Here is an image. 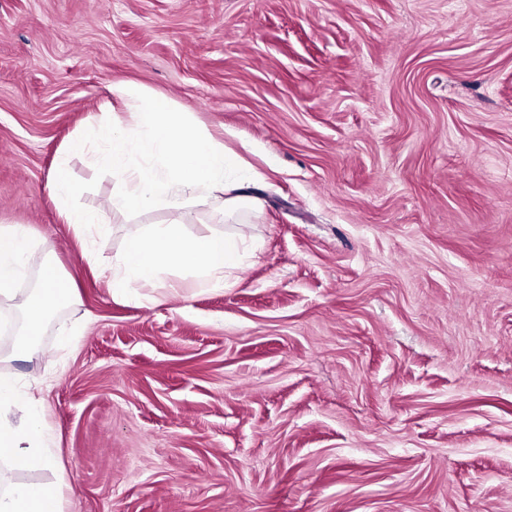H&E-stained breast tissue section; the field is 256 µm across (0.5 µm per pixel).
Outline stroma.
Here are the masks:
<instances>
[{"mask_svg": "<svg viewBox=\"0 0 512 512\" xmlns=\"http://www.w3.org/2000/svg\"><path fill=\"white\" fill-rule=\"evenodd\" d=\"M242 156L183 212L113 210L112 86ZM69 152L82 240L51 193ZM183 220L245 235L223 286L108 271ZM71 272L29 359L63 512H512V0H0V225ZM177 288L168 303L147 295ZM62 216L66 224H70L75 233L81 234L90 226H97L102 229L104 224H99L96 216L80 209L65 207Z\"/></svg>", "mask_w": 512, "mask_h": 512, "instance_id": "35a3bbf8", "label": "stroma"}]
</instances>
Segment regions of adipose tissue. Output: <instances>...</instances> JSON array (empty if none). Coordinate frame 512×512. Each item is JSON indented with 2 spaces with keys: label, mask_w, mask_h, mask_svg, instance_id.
<instances>
[{
  "label": "adipose tissue",
  "mask_w": 512,
  "mask_h": 512,
  "mask_svg": "<svg viewBox=\"0 0 512 512\" xmlns=\"http://www.w3.org/2000/svg\"><path fill=\"white\" fill-rule=\"evenodd\" d=\"M112 95L124 103L127 112L118 125L111 114H103L98 126L105 144L100 161L123 183L122 190L112 197V209L138 212L162 205L183 210L189 197L223 187L226 173L239 164V157L226 151L222 141L176 119L164 99L130 83L113 84ZM51 188L64 201L62 216L75 233L98 225L96 216L67 205L75 193L67 159L59 160ZM241 251L238 236L216 232L191 237L182 222L165 224L128 241L110 272L112 292L126 294L132 283L152 281L164 268L189 271L202 284L220 286L226 275L238 268ZM33 256L28 226L0 225V301L14 298L15 287ZM74 286V278L56 262L40 263L37 286L22 305L17 353L33 347L48 315L70 302ZM18 404L28 408L25 419L13 423L0 417V463L30 469L52 467V438L33 392L22 388L14 376L0 372V408ZM0 512H62L61 499L49 486L13 483L0 474Z\"/></svg>",
  "instance_id": "1"
}]
</instances>
